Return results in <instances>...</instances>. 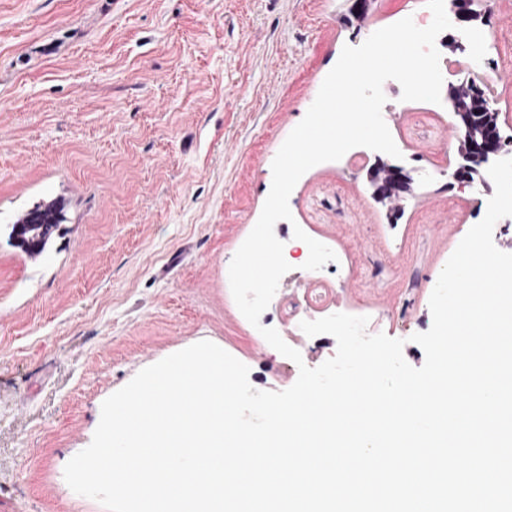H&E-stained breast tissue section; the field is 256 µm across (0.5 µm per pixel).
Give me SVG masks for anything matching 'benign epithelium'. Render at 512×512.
<instances>
[{"label": "benign epithelium", "instance_id": "7a95c632", "mask_svg": "<svg viewBox=\"0 0 512 512\" xmlns=\"http://www.w3.org/2000/svg\"><path fill=\"white\" fill-rule=\"evenodd\" d=\"M452 10L460 23L475 22L481 17L461 0H452ZM448 99L456 117L452 128L460 142L461 162L441 174L463 186H470L475 183L474 174L479 172V167L494 163L508 153L512 135H502L500 112L495 107L491 89L479 78L470 77L449 84ZM368 181L374 199L391 205L398 213L414 197L413 180L401 168L382 161L368 171ZM9 238L14 247L31 257L45 254L52 241L42 235L41 227L23 219L10 225Z\"/></svg>", "mask_w": 512, "mask_h": 512}]
</instances>
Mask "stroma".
Returning <instances> with one entry per match:
<instances>
[{
  "instance_id": "1",
  "label": "stroma",
  "mask_w": 512,
  "mask_h": 512,
  "mask_svg": "<svg viewBox=\"0 0 512 512\" xmlns=\"http://www.w3.org/2000/svg\"><path fill=\"white\" fill-rule=\"evenodd\" d=\"M0 0V512H105L74 493L67 462L92 441L106 398L140 370L208 340L234 352L258 390L282 391L333 357L307 338L295 363L239 311L229 266L254 228L272 162L344 46L426 11L425 0ZM486 57L439 46L449 81L488 82L512 121V0H479ZM383 118L416 196L399 215L372 197L378 151L309 169L289 207L313 239L350 251L329 279L348 314L381 318L403 356L432 325L427 302L492 189L462 188L449 101L402 100ZM56 202L47 252L8 226ZM290 252L266 309L282 315L312 280Z\"/></svg>"
}]
</instances>
